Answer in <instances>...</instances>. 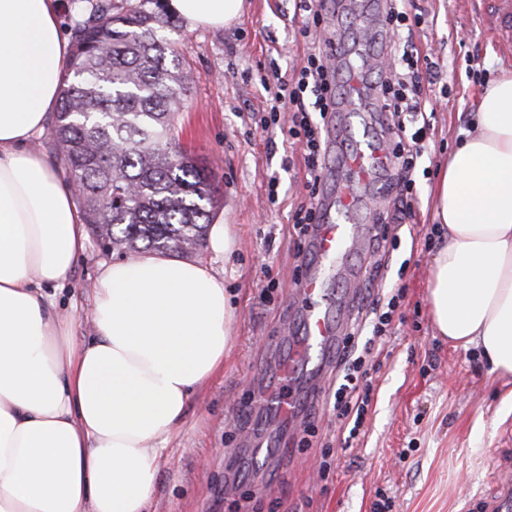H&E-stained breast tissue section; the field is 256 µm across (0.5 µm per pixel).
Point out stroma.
<instances>
[{
	"instance_id": "stroma-1",
	"label": "stroma",
	"mask_w": 512,
	"mask_h": 512,
	"mask_svg": "<svg viewBox=\"0 0 512 512\" xmlns=\"http://www.w3.org/2000/svg\"><path fill=\"white\" fill-rule=\"evenodd\" d=\"M413 10L425 17L413 40L431 63L433 132L419 162L414 216L400 247L384 258L379 287L401 298L380 349L365 358L373 395L364 427L353 439L339 428L329 363L314 396V429L267 420L273 448L260 458L238 411L257 395L253 373L273 371L301 328L291 293L306 269L290 220L307 201L304 151L282 131L288 116H272L270 100L307 55V43L296 37L304 13L298 0H248L232 27L182 22L164 30L193 69L176 131L213 172L215 212L235 236L223 263L235 321L223 373L197 390L168 444L149 512H373L382 496L390 498V512H493L490 488L512 485L508 388L489 375L476 350L453 348L436 335L429 298L440 245L432 199L439 166L512 58L498 50L469 0H413ZM115 259L89 241L56 292L61 308L79 302L78 335L89 332L101 267Z\"/></svg>"
}]
</instances>
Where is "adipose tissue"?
Returning a JSON list of instances; mask_svg holds the SVG:
<instances>
[{"label":"adipose tissue","mask_w":512,"mask_h":512,"mask_svg":"<svg viewBox=\"0 0 512 512\" xmlns=\"http://www.w3.org/2000/svg\"><path fill=\"white\" fill-rule=\"evenodd\" d=\"M246 0H169L187 25L221 29ZM60 0H0V512H148L163 452L196 390L224 367L235 313L218 260L148 252L95 285L92 331L47 287L87 249L64 175L30 148L55 112L70 44ZM443 243L432 257L438 336L478 348L512 379V73L487 87L433 189Z\"/></svg>","instance_id":"ef3b65f1"}]
</instances>
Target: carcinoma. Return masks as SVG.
<instances>
[{
	"label": "carcinoma",
	"mask_w": 512,
	"mask_h": 512,
	"mask_svg": "<svg viewBox=\"0 0 512 512\" xmlns=\"http://www.w3.org/2000/svg\"><path fill=\"white\" fill-rule=\"evenodd\" d=\"M71 5L73 53L48 149L104 250L197 253L217 199L212 171L175 134L191 69L159 35L172 17L162 0Z\"/></svg>",
	"instance_id": "obj_1"
}]
</instances>
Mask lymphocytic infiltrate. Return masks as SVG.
Returning a JSON list of instances; mask_svg holds the SVG:
<instances>
[{"label": "lymphocytic infiltrate", "instance_id": "lymphocytic-infiltrate-1", "mask_svg": "<svg viewBox=\"0 0 512 512\" xmlns=\"http://www.w3.org/2000/svg\"><path fill=\"white\" fill-rule=\"evenodd\" d=\"M383 13L385 41L381 51L388 56L389 62L377 73L371 86L377 94L380 110L392 121L389 168L382 179L384 195L392 205L373 225L372 239L379 251L386 252L395 248L399 232L413 212L415 175L427 128L419 123L425 98L420 77L421 56L412 40L413 29L422 24L423 17L410 14L408 0H384ZM348 47L342 34L313 47L288 92L292 118L287 136L304 146L305 187L310 198L309 205L300 206L291 216L293 227L301 238L316 221L328 169L327 141L320 120L327 117L330 107L335 106L344 79L341 71L330 66L329 59L336 53L346 52ZM382 269L383 264L378 260L368 267L365 277L368 291L361 300L362 308L375 315V323L369 327L355 322L351 332L336 345V365L342 368L344 375L334 393V407L341 416L353 417V425L357 428L361 427L370 402L369 395L359 390L358 375L352 372L353 367L361 363L359 340L365 335L379 336L384 326L390 325L397 306L395 298L381 300L370 293L381 277Z\"/></svg>", "mask_w": 512, "mask_h": 512}]
</instances>
